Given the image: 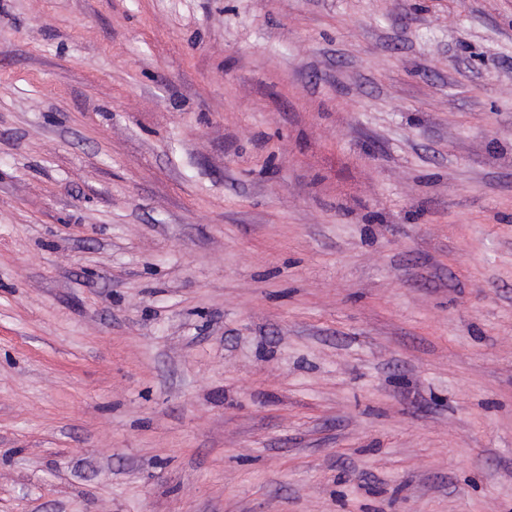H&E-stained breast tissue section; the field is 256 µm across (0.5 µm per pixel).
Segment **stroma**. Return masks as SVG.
Masks as SVG:
<instances>
[{"mask_svg": "<svg viewBox=\"0 0 512 512\" xmlns=\"http://www.w3.org/2000/svg\"><path fill=\"white\" fill-rule=\"evenodd\" d=\"M0 512H512V0H0Z\"/></svg>", "mask_w": 512, "mask_h": 512, "instance_id": "1", "label": "stroma"}]
</instances>
